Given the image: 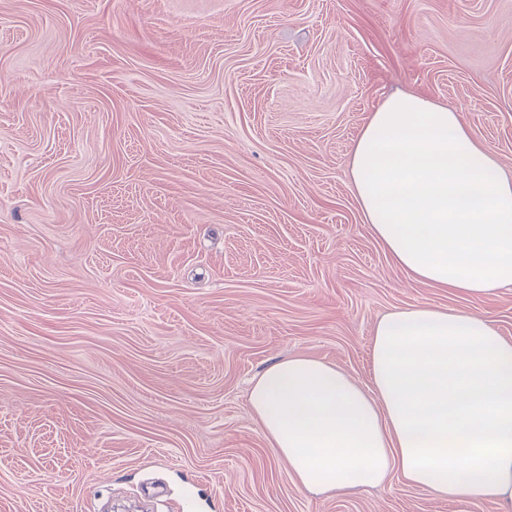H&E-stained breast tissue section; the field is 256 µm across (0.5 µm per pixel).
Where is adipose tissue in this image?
Returning a JSON list of instances; mask_svg holds the SVG:
<instances>
[{
    "label": "adipose tissue",
    "instance_id": "ef3b65f1",
    "mask_svg": "<svg viewBox=\"0 0 512 512\" xmlns=\"http://www.w3.org/2000/svg\"><path fill=\"white\" fill-rule=\"evenodd\" d=\"M348 168L364 222L410 279L463 298L512 286V178L454 109L387 97ZM247 406L304 490L376 487L395 473L439 499L512 512V338L484 315L392 311L374 327L368 382L290 356L254 380Z\"/></svg>",
    "mask_w": 512,
    "mask_h": 512
}]
</instances>
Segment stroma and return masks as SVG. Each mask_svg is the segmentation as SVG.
<instances>
[{"label": "stroma", "instance_id": "1", "mask_svg": "<svg viewBox=\"0 0 512 512\" xmlns=\"http://www.w3.org/2000/svg\"><path fill=\"white\" fill-rule=\"evenodd\" d=\"M447 105L512 176V0H0V512H499L391 476L299 488L248 413L307 355L460 299L365 224L353 141Z\"/></svg>", "mask_w": 512, "mask_h": 512}]
</instances>
